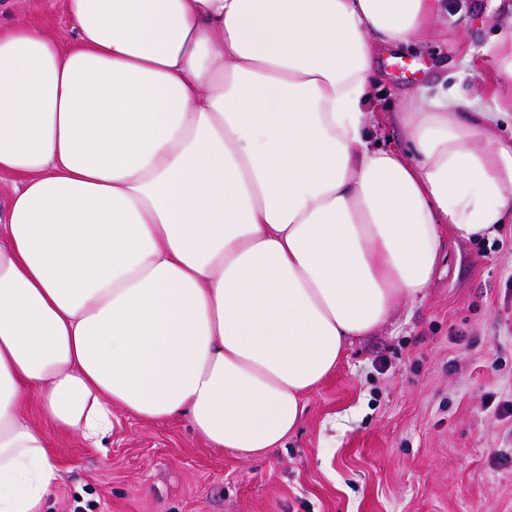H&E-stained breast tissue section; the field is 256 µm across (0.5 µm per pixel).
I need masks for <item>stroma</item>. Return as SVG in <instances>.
Returning a JSON list of instances; mask_svg holds the SVG:
<instances>
[{"label":"stroma","instance_id":"35a3bbf8","mask_svg":"<svg viewBox=\"0 0 512 512\" xmlns=\"http://www.w3.org/2000/svg\"><path fill=\"white\" fill-rule=\"evenodd\" d=\"M512 0H444L418 51H376L370 122L417 86L459 69L460 91L490 97L487 47ZM28 21L74 40L60 0H0V28ZM512 223L460 241L422 296L353 339L335 373L306 397L284 447L245 460L209 447L186 420L148 423L112 411L103 449L50 432L60 479L44 512H512Z\"/></svg>","mask_w":512,"mask_h":512}]
</instances>
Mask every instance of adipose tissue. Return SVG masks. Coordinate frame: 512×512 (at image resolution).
<instances>
[{
	"label": "adipose tissue",
	"instance_id": "1",
	"mask_svg": "<svg viewBox=\"0 0 512 512\" xmlns=\"http://www.w3.org/2000/svg\"><path fill=\"white\" fill-rule=\"evenodd\" d=\"M61 7L72 44L0 30V512H43L48 429L98 448L116 407L262 458L449 238L512 222V30L490 100L416 89L386 148L374 51L442 0Z\"/></svg>",
	"mask_w": 512,
	"mask_h": 512
}]
</instances>
